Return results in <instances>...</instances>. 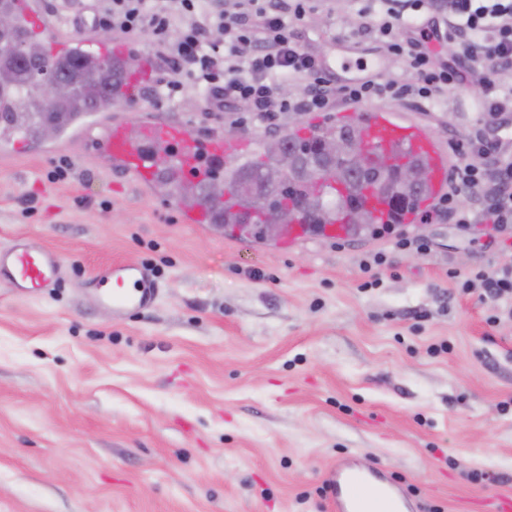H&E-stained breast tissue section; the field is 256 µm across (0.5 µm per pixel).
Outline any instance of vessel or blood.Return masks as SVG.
Returning <instances> with one entry per match:
<instances>
[{
    "mask_svg": "<svg viewBox=\"0 0 512 512\" xmlns=\"http://www.w3.org/2000/svg\"><path fill=\"white\" fill-rule=\"evenodd\" d=\"M16 8L33 33L49 42L53 54L68 52V45L55 39L35 12L32 0H16ZM362 125L370 146L426 159L432 189H439L447 182L448 166L430 135L377 109L364 115ZM95 147L114 167L134 174L145 183L156 177L157 157L168 158L180 172L188 174L196 165L198 152L183 127L162 118L145 125L136 135L125 125H108ZM59 271V260L52 250L33 247L24 240L0 248V282L17 290L52 287ZM101 281L104 285L101 295L119 317L148 308L159 288L150 271L135 262L108 267ZM329 480L334 512H418L417 502L399 482L356 458L337 459L330 467Z\"/></svg>",
    "mask_w": 512,
    "mask_h": 512,
    "instance_id": "vessel-or-blood-1",
    "label": "vessel or blood"
}]
</instances>
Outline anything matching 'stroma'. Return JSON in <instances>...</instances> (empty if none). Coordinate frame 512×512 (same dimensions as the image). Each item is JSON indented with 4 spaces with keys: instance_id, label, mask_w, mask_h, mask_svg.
<instances>
[{
    "instance_id": "obj_1",
    "label": "stroma",
    "mask_w": 512,
    "mask_h": 512,
    "mask_svg": "<svg viewBox=\"0 0 512 512\" xmlns=\"http://www.w3.org/2000/svg\"><path fill=\"white\" fill-rule=\"evenodd\" d=\"M356 0L297 27L322 60H404L356 34ZM473 82L441 110L379 106L436 138L449 165L490 123ZM361 106L257 121L203 111L194 92L114 104L54 136L0 139V247L18 238L63 262L56 287L0 283V512H331L326 482L353 455L400 481L423 512H493L512 495V294L463 290L474 269H512V230L460 228L427 204L412 225L363 239L310 234L289 245L186 224L184 206L95 151L109 120L158 117L193 139L300 135ZM69 162L66 180L49 175ZM417 238L427 252L399 249ZM381 252L378 286L361 264ZM136 262L160 285L117 319L91 281Z\"/></svg>"
}]
</instances>
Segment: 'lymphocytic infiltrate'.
<instances>
[{
    "label": "lymphocytic infiltrate",
    "mask_w": 512,
    "mask_h": 512,
    "mask_svg": "<svg viewBox=\"0 0 512 512\" xmlns=\"http://www.w3.org/2000/svg\"><path fill=\"white\" fill-rule=\"evenodd\" d=\"M358 31L383 41L389 54L403 59L417 80L404 84L380 76L338 86L324 62L307 52L295 27L330 0H96L93 24L127 41L148 34L171 80L157 94L193 90L205 111L232 112L246 104L261 119L284 112H326L337 98L361 103L375 98H412L431 107L443 104L450 87L465 74L452 66L435 69L422 46L446 36L461 46L483 76L480 102L489 115L512 112V0H361ZM223 30V42L211 37ZM419 37L403 44L400 32ZM303 84V94L287 98L284 85ZM476 153L455 165L450 193L440 205L457 223L470 221L455 206L458 192L483 200L484 214L496 228L512 225V164L488 172L483 160L499 148L497 132L478 128L471 140Z\"/></svg>",
    "instance_id": "1"
}]
</instances>
